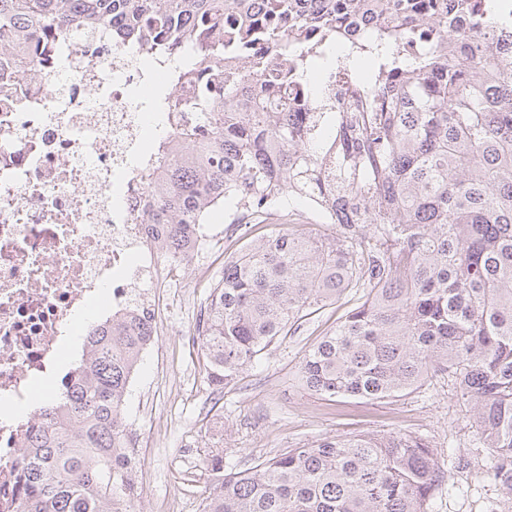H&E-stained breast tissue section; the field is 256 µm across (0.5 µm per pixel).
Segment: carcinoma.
<instances>
[{
    "instance_id": "carcinoma-1",
    "label": "carcinoma",
    "mask_w": 512,
    "mask_h": 512,
    "mask_svg": "<svg viewBox=\"0 0 512 512\" xmlns=\"http://www.w3.org/2000/svg\"><path fill=\"white\" fill-rule=\"evenodd\" d=\"M368 8L372 35L349 41L338 19ZM463 18L470 55L457 60ZM115 21L162 60L194 47L154 94L174 129L155 147L149 202L164 256L200 245L219 207L229 224L295 204L338 226L271 234L224 263L197 335L210 385L362 288L305 354V389L381 401L448 375L474 403L487 474L512 494V0H0V57L12 59L0 87L40 63L29 31L93 37ZM259 40L287 63L224 79V58ZM317 64L343 95L311 88ZM151 336L128 312L85 338L65 403L23 443L19 512H121L139 497L124 403ZM206 465L200 512H427L444 481L434 448L406 432L325 438L228 473L218 448Z\"/></svg>"
}]
</instances>
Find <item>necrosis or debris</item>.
Listing matches in <instances>:
<instances>
[{"label":"necrosis or debris","instance_id":"necrosis-or-debris-1","mask_svg":"<svg viewBox=\"0 0 512 512\" xmlns=\"http://www.w3.org/2000/svg\"><path fill=\"white\" fill-rule=\"evenodd\" d=\"M144 55L108 40L92 53L65 32L39 79L0 95V512H16L22 440L93 304L165 332L159 301L179 263L147 239L145 160L171 130L129 95L153 81Z\"/></svg>","mask_w":512,"mask_h":512}]
</instances>
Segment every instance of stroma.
Wrapping results in <instances>:
<instances>
[{
  "instance_id": "obj_1",
  "label": "stroma",
  "mask_w": 512,
  "mask_h": 512,
  "mask_svg": "<svg viewBox=\"0 0 512 512\" xmlns=\"http://www.w3.org/2000/svg\"><path fill=\"white\" fill-rule=\"evenodd\" d=\"M326 237L334 225L317 223L297 205L272 224L254 225L249 237L272 232ZM206 243L194 268L178 270L177 297L166 312L170 335L145 352L126 399L129 423L148 439L141 485L142 512H200L207 485L205 448L223 438L225 471H241L289 448L361 433L411 432L430 442L446 475L429 501V512H512V494L486 475L487 451L473 443V406L446 378L434 377L400 398L366 401L321 399L305 390L299 369L306 351L361 294L348 290L336 303L307 316L299 328L265 351L253 367L218 390L207 380L205 360L191 332L224 262L242 243L227 235L223 212L204 227Z\"/></svg>"
}]
</instances>
